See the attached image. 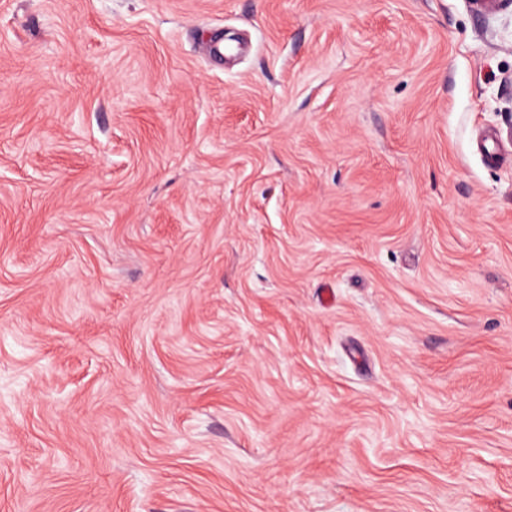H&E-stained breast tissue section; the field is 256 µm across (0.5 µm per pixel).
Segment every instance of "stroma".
Listing matches in <instances>:
<instances>
[{
    "label": "stroma",
    "instance_id": "stroma-1",
    "mask_svg": "<svg viewBox=\"0 0 512 512\" xmlns=\"http://www.w3.org/2000/svg\"><path fill=\"white\" fill-rule=\"evenodd\" d=\"M496 129L512 0H0V512H512Z\"/></svg>",
    "mask_w": 512,
    "mask_h": 512
}]
</instances>
